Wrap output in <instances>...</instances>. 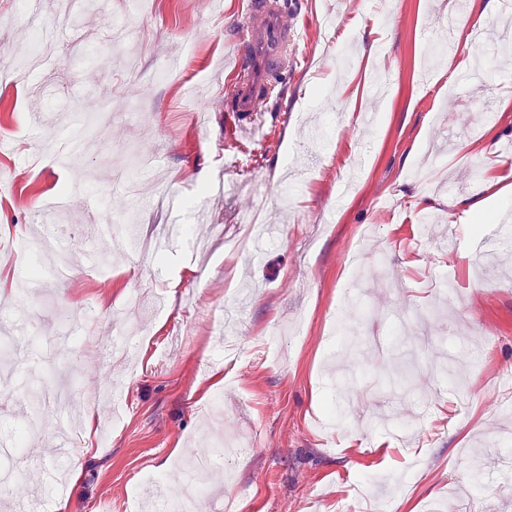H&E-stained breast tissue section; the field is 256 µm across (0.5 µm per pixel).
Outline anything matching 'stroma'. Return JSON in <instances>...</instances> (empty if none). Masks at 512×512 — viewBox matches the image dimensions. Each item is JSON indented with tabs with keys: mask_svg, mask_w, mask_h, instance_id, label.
Returning <instances> with one entry per match:
<instances>
[{
	"mask_svg": "<svg viewBox=\"0 0 512 512\" xmlns=\"http://www.w3.org/2000/svg\"><path fill=\"white\" fill-rule=\"evenodd\" d=\"M61 2L41 0L46 24L68 33L48 74L0 80V290L18 289L30 259L67 260L78 277L0 297L14 323L0 437L25 428L34 443L0 446V466L17 471L0 512L26 494L42 512H161L160 481L196 478L204 499L187 512H359V484L375 512H460L467 496L476 512H512V233L487 264L462 208L481 181L512 173V118L500 115L512 54L488 52L475 79L493 119L450 112L431 39L452 0H283L299 12L295 64L230 142L226 62L247 0H152L142 16L129 0L71 15ZM19 9L0 0V61L32 50ZM149 153L159 161L135 207L112 171ZM87 192L98 212L54 224L67 256L41 249L45 200ZM172 193L191 232L168 252L120 249L102 264L89 224L120 206L145 242L170 223ZM247 205L281 227L257 258L224 249ZM450 229L454 248L438 247ZM133 291L144 308L117 317ZM77 306L79 340L59 349ZM227 308L230 359L217 330ZM104 336L131 339L108 368ZM109 372L118 418L102 395ZM33 374L78 387L95 432H65L72 414L31 402L18 384ZM206 442L223 448L221 468L185 473Z\"/></svg>",
	"mask_w": 512,
	"mask_h": 512,
	"instance_id": "35a3bbf8",
	"label": "stroma"
}]
</instances>
